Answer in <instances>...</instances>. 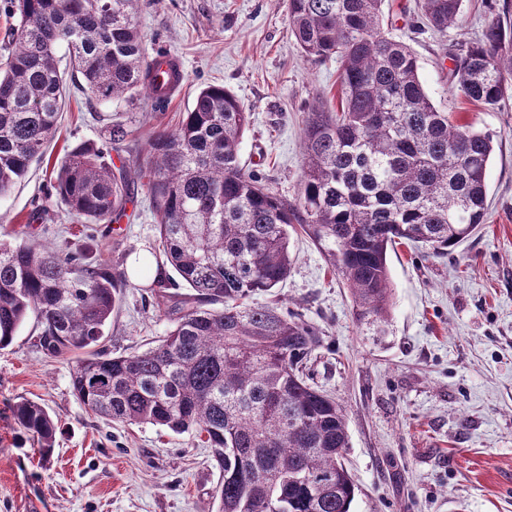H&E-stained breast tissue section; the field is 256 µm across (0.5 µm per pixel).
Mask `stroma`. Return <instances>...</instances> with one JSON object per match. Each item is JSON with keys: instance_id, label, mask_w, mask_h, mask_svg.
Segmentation results:
<instances>
[{"instance_id": "obj_1", "label": "stroma", "mask_w": 512, "mask_h": 512, "mask_svg": "<svg viewBox=\"0 0 512 512\" xmlns=\"http://www.w3.org/2000/svg\"><path fill=\"white\" fill-rule=\"evenodd\" d=\"M495 0H464L459 26L439 34L416 0H384L389 36L408 44L433 102L494 136L485 224L453 252L434 257L409 245L388 257L392 292L384 320L358 318L352 296L300 231L282 287L256 295L301 313L320 330L308 360L311 385L346 415L345 464L358 492L353 512H512V90L494 107L456 90L454 56L477 36ZM137 22L149 56L171 54L184 80L164 108L88 99L74 81L43 161L0 195V240L30 237L58 248L89 246L96 264L124 280L102 343L111 355L147 350L170 329L137 260H161L156 216L141 180L121 220L73 222L49 182L81 143H102L113 114L133 136L177 129L196 93L219 85L252 123L240 163L279 197L296 199L303 128L316 102L337 106L339 65L304 57L289 30L287 0H140ZM28 318L0 350V512H207L221 480L210 448L191 433L150 424H106L76 398L75 357L34 344ZM58 419L56 449L41 460L14 421L19 398Z\"/></svg>"}]
</instances>
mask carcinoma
<instances>
[{
	"label": "carcinoma",
	"instance_id": "obj_1",
	"mask_svg": "<svg viewBox=\"0 0 512 512\" xmlns=\"http://www.w3.org/2000/svg\"><path fill=\"white\" fill-rule=\"evenodd\" d=\"M382 2L288 0L301 53L336 59L341 77L339 107L314 105L305 117L296 201L241 167L250 113L214 85L200 89L175 131L141 146L127 142L126 123L108 124L110 148L135 154V165L110 164L89 143L55 171L67 214L86 224L122 216L129 174L144 181L165 258L157 307L172 323L157 345L120 356L97 349L121 282L86 250L0 241V349L32 314L42 351L82 355L72 388L94 415L200 437L222 473L213 512H351L355 499L344 412L305 380L317 327L253 302L288 278L290 229L299 225L347 282L359 317L381 319L389 250L406 240L441 256L487 218L493 136L432 101L413 50L383 31ZM462 2L422 0V17L443 35L458 24ZM137 3L7 0L17 22L0 45L1 195L53 139L65 72L99 102L145 94L167 103L182 75L164 56H148ZM453 76L469 101L496 105L512 88V19L489 18L482 38L455 55ZM12 413L49 459L57 424L48 410L22 399Z\"/></svg>",
	"mask_w": 512,
	"mask_h": 512
}]
</instances>
